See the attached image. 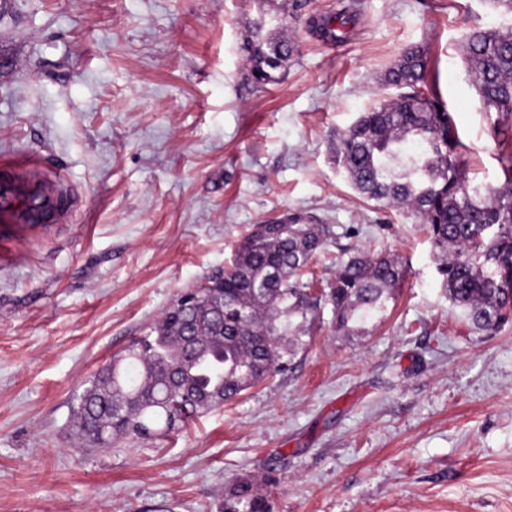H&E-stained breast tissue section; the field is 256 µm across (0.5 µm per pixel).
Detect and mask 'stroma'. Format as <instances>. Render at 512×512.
I'll return each mask as SVG.
<instances>
[{"label":"stroma","instance_id":"obj_1","mask_svg":"<svg viewBox=\"0 0 512 512\" xmlns=\"http://www.w3.org/2000/svg\"><path fill=\"white\" fill-rule=\"evenodd\" d=\"M291 0L264 33L294 48L248 80L256 0H0V157L41 158L79 198L62 224L0 223V512H216L274 469V512H512V325L475 330L448 298L425 225L379 211L336 164V135L393 96L386 68L429 54L471 178L502 179L458 55L512 26L484 0ZM344 11L345 38L308 20ZM331 225L313 269L373 245L408 269L381 321L330 306L290 367L164 438L86 445L75 397L255 224Z\"/></svg>","mask_w":512,"mask_h":512}]
</instances>
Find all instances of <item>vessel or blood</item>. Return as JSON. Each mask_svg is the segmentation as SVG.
I'll return each instance as SVG.
<instances>
[{
	"label": "vessel or blood",
	"mask_w": 512,
	"mask_h": 512,
	"mask_svg": "<svg viewBox=\"0 0 512 512\" xmlns=\"http://www.w3.org/2000/svg\"><path fill=\"white\" fill-rule=\"evenodd\" d=\"M66 212L62 188L22 157L0 164V222L57 224Z\"/></svg>",
	"instance_id": "b4317fda"
}]
</instances>
